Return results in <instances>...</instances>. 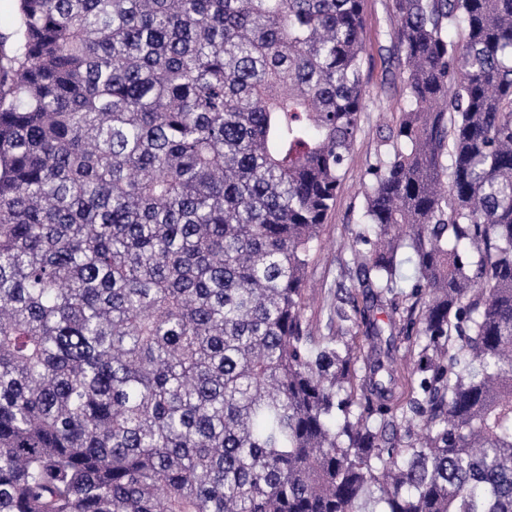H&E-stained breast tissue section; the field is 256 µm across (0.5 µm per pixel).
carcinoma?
Masks as SVG:
<instances>
[{"instance_id":"1","label":"carcinoma","mask_w":512,"mask_h":512,"mask_svg":"<svg viewBox=\"0 0 512 512\" xmlns=\"http://www.w3.org/2000/svg\"><path fill=\"white\" fill-rule=\"evenodd\" d=\"M392 8L405 105L316 336L362 0H18L0 512H512V0Z\"/></svg>"}]
</instances>
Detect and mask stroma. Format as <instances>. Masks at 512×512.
<instances>
[{
	"label": "stroma",
	"instance_id": "35a3bbf8",
	"mask_svg": "<svg viewBox=\"0 0 512 512\" xmlns=\"http://www.w3.org/2000/svg\"><path fill=\"white\" fill-rule=\"evenodd\" d=\"M364 14L367 25L363 74L369 96L346 167L343 189L314 245L316 258L308 270L313 298L305 314L315 330L321 332L331 317L337 283H354L352 270L341 267L340 262L348 258L351 237L360 224L364 205L361 185L366 169L376 158L379 127L396 119L403 102L398 70L390 58L389 33L396 25L391 2L364 0Z\"/></svg>",
	"mask_w": 512,
	"mask_h": 512
}]
</instances>
